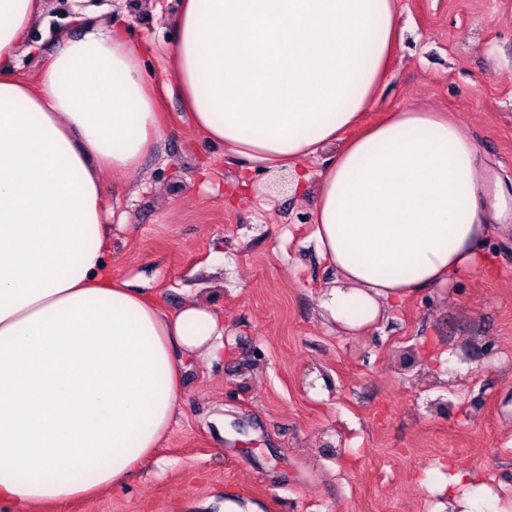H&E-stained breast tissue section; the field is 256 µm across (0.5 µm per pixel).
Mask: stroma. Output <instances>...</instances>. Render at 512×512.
I'll return each mask as SVG.
<instances>
[{
	"label": "stroma",
	"instance_id": "1",
	"mask_svg": "<svg viewBox=\"0 0 512 512\" xmlns=\"http://www.w3.org/2000/svg\"><path fill=\"white\" fill-rule=\"evenodd\" d=\"M180 0H44L15 75L36 82L73 16L90 11L159 84L163 132L132 172L103 177L112 276L163 311L195 296L224 316V347L192 361L155 456L108 492L40 512H463L442 488L482 474L512 512V0H399L407 27L365 114L442 112L477 145L509 204L480 246L486 270L425 288L363 334L319 307L336 277L311 239L313 193L247 188L164 87Z\"/></svg>",
	"mask_w": 512,
	"mask_h": 512
}]
</instances>
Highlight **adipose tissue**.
Wrapping results in <instances>:
<instances>
[{
	"mask_svg": "<svg viewBox=\"0 0 512 512\" xmlns=\"http://www.w3.org/2000/svg\"><path fill=\"white\" fill-rule=\"evenodd\" d=\"M41 0H0V504L96 495L153 456L178 410L184 359L224 322L174 312L114 279L102 175L161 135L137 51L89 21L42 66L11 67ZM397 0H182L167 79L192 129L247 169L307 181L328 146L313 233L336 278L322 310L349 334L394 302L484 268L477 146L438 112L361 122L403 31ZM449 495L493 512L457 467Z\"/></svg>",
	"mask_w": 512,
	"mask_h": 512,
	"instance_id": "1",
	"label": "adipose tissue"
}]
</instances>
